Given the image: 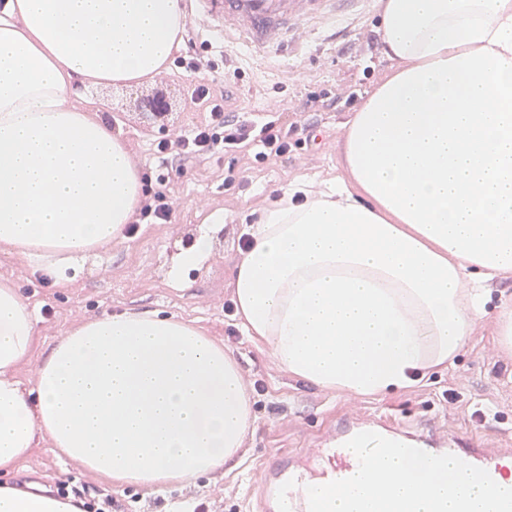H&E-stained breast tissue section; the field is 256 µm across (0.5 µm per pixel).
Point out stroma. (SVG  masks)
Here are the masks:
<instances>
[{"instance_id": "1", "label": "stroma", "mask_w": 512, "mask_h": 512, "mask_svg": "<svg viewBox=\"0 0 512 512\" xmlns=\"http://www.w3.org/2000/svg\"><path fill=\"white\" fill-rule=\"evenodd\" d=\"M189 22L183 58L208 55L211 74L240 69L232 80L234 119L245 122L291 121L296 125L287 154L265 161L249 153L215 151L200 160L178 161L158 153L157 144L189 132L204 121L207 103L194 100L197 73L170 63L168 73L136 86L93 89L103 116L121 130L138 169L170 175L173 211L166 223L139 225L135 234L103 247L87 258L76 281L59 287L33 272L21 256L0 251V277L17 282L36 315L31 360L17 377L33 387L37 365L54 342L74 325L118 313L174 315L203 328L223 344L246 376L253 429L239 456L223 471L195 484L146 494L139 487H117L59 458L47 443L33 448L22 478L64 489L84 502L108 493L121 512H183L189 503H205L208 512H259L262 470L275 455L310 448L330 427L353 429L367 417L407 429L434 426L439 437L456 434L492 446H512V354L492 324L478 326L448 368L417 384L382 395L354 396L320 389L288 375L267 349L252 341L237 314L225 312L233 298L232 272L242 257L244 227L256 223L279 189L309 178L333 179L343 173V126L392 68L381 52L376 0H340L334 19L308 21L284 50H253L226 38L222 21L187 4ZM165 90L172 108L165 119L139 111L137 101ZM335 95L320 111L304 109L310 92ZM224 221L213 233L212 256L201 270L189 271L190 287L170 277L174 259L196 234Z\"/></svg>"}]
</instances>
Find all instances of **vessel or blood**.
Returning <instances> with one entry per match:
<instances>
[{
    "instance_id": "vessel-or-blood-1",
    "label": "vessel or blood",
    "mask_w": 512,
    "mask_h": 512,
    "mask_svg": "<svg viewBox=\"0 0 512 512\" xmlns=\"http://www.w3.org/2000/svg\"><path fill=\"white\" fill-rule=\"evenodd\" d=\"M206 11L220 14L224 31L239 36L248 46L262 50L288 41L301 22L326 18L336 12L335 0H201ZM447 451L497 476L512 448L481 444L461 447L449 443ZM299 463L274 461L265 469L260 497L265 512H308L307 486L345 479L358 469L355 454L343 440L331 439L318 448L299 451Z\"/></svg>"
}]
</instances>
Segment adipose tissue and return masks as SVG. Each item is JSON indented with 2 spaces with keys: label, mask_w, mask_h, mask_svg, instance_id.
<instances>
[{
  "label": "adipose tissue",
  "mask_w": 512,
  "mask_h": 512,
  "mask_svg": "<svg viewBox=\"0 0 512 512\" xmlns=\"http://www.w3.org/2000/svg\"><path fill=\"white\" fill-rule=\"evenodd\" d=\"M394 69L344 127L342 177L298 180L236 265L237 313L292 377L375 395L447 364L512 275V0H379ZM184 0L0 5V247L70 283L142 200L121 133L86 88L163 74ZM36 318L0 278V512H83L12 475L40 441L84 471L153 492L223 469L252 427L222 344L173 316L73 326L36 370Z\"/></svg>",
  "instance_id": "adipose-tissue-1"
}]
</instances>
